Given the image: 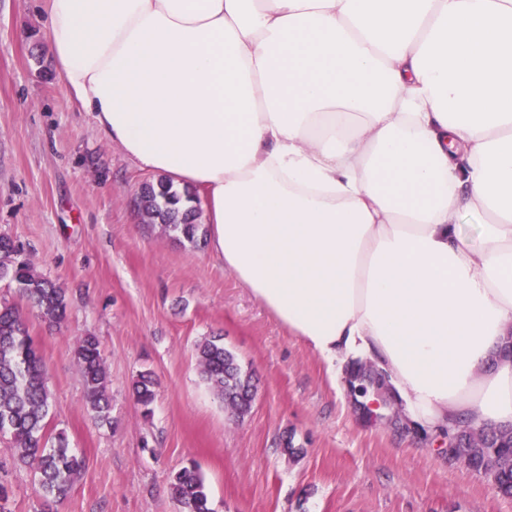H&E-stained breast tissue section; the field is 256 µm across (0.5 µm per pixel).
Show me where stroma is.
I'll return each instance as SVG.
<instances>
[{
	"label": "stroma",
	"mask_w": 512,
	"mask_h": 512,
	"mask_svg": "<svg viewBox=\"0 0 512 512\" xmlns=\"http://www.w3.org/2000/svg\"><path fill=\"white\" fill-rule=\"evenodd\" d=\"M43 0H0V235L66 290L67 315L44 322L16 284L18 307L50 369V436L86 467L64 499L35 490L0 438L8 512H178L171 476L195 463L213 512H512L484 472L448 456V437L406 418L392 393L365 413L351 362L325 361L212 257L134 205L154 181L102 141L54 72ZM99 341L112 421L84 404L75 343ZM221 337L255 386L228 412L203 381L196 347ZM157 381L151 416L132 397Z\"/></svg>",
	"instance_id": "obj_1"
}]
</instances>
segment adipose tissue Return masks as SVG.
I'll use <instances>...</instances> for the list:
<instances>
[{"label":"adipose tissue","instance_id":"ef3b65f1","mask_svg":"<svg viewBox=\"0 0 512 512\" xmlns=\"http://www.w3.org/2000/svg\"><path fill=\"white\" fill-rule=\"evenodd\" d=\"M45 11L99 138L199 191L210 253L292 336L431 429L512 426V0Z\"/></svg>","mask_w":512,"mask_h":512}]
</instances>
